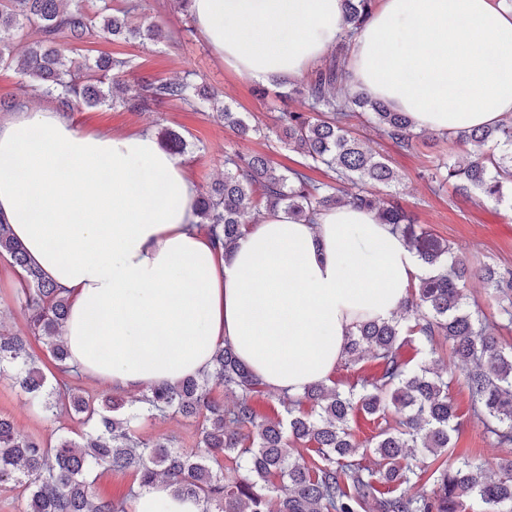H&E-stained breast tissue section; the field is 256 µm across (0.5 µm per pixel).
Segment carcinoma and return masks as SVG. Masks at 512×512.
<instances>
[{
    "label": "carcinoma",
    "instance_id": "cac0c4a2",
    "mask_svg": "<svg viewBox=\"0 0 512 512\" xmlns=\"http://www.w3.org/2000/svg\"><path fill=\"white\" fill-rule=\"evenodd\" d=\"M99 2L91 11L84 0H0V66L17 70L24 88L55 94L75 106L118 105L142 112L161 102L198 99L239 136L260 132L243 113L187 81L144 82L131 89L122 79L129 60L101 56L92 61L64 54L61 43H79L96 33L105 39L161 36L156 23L129 26L131 8ZM343 2L345 39L303 86L309 111L276 116L277 137L302 162L279 172L260 153L226 157L224 179L198 197V228L228 253L245 230L246 214L255 221L282 209L298 222H309L318 212L342 205L375 212L431 271L410 288L402 305L414 315L410 333L430 345L437 336L448 341L471 395L473 415L498 446L511 448L512 347H504L467 308L463 288L473 277L486 282L498 293L500 317L511 325L512 269L473 270L399 204L372 191L393 183L395 173L352 135V120L373 126L403 148L412 147L425 132L416 131L405 113L345 87L347 39L369 20L375 0ZM25 26L37 29L40 37L17 55L15 35ZM449 137L462 154L431 165L428 177L459 194L477 191L501 202L504 189L512 188V118ZM160 143L174 155L186 149L185 138L170 129L162 131ZM320 166L335 174L334 181L309 176V170ZM0 258L18 276L17 302L25 323L23 333L0 330V376L8 377L46 415L65 411L83 425L81 432L48 443L20 434L0 415V487L27 493V512H126L124 502L95 495L98 470L129 471L140 487L163 479L177 494L202 502L203 512H466L471 500L480 501L483 512H512L511 461L495 478L468 459L438 463L460 426L451 382L438 371L435 348L416 368L402 357L407 338L395 318L360 321L347 338L344 364L353 365L369 353L379 367L375 375L347 390L313 384L300 396H286L280 419L258 416L253 398L260 382L228 344L215 351L207 372L175 386L152 387L136 406L120 395L99 401L68 382L74 373L66 364L62 338L68 296L28 262L9 225L1 222ZM32 338L50 354L53 372L46 373L30 353ZM218 388L226 399L213 395ZM390 408L398 419L375 436L370 449L375 467L364 466L355 460L362 447L351 422L360 414L376 419ZM142 414L199 419L197 447L176 449L166 437L143 438L136 424ZM300 445L314 446L317 458L306 461ZM226 459L244 471L234 484L224 482ZM430 467L433 488L421 493L415 487Z\"/></svg>",
    "mask_w": 512,
    "mask_h": 512
}]
</instances>
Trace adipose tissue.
<instances>
[{
    "label": "adipose tissue",
    "mask_w": 512,
    "mask_h": 512,
    "mask_svg": "<svg viewBox=\"0 0 512 512\" xmlns=\"http://www.w3.org/2000/svg\"><path fill=\"white\" fill-rule=\"evenodd\" d=\"M211 49L247 78L311 71L343 31V0H191ZM347 86L456 131L512 116V6L503 0H377L349 48ZM197 187L148 130H80L21 104L0 119V221L70 299V365L114 389L174 385L231 344L267 388L328 382L362 320L387 321L427 273L373 212L304 224L278 210L231 252L200 232ZM128 512H203L158 481Z\"/></svg>",
    "instance_id": "obj_1"
}]
</instances>
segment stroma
Instances as JSON below:
<instances>
[{
    "instance_id": "obj_1",
    "label": "stroma",
    "mask_w": 512,
    "mask_h": 512,
    "mask_svg": "<svg viewBox=\"0 0 512 512\" xmlns=\"http://www.w3.org/2000/svg\"><path fill=\"white\" fill-rule=\"evenodd\" d=\"M132 3L137 6L131 15L132 22L157 23L164 30V37L144 42H108L93 37L89 49L131 58V66L124 75L130 84L184 78L214 91L233 111L243 113L251 124L259 126L260 135L241 138L225 127L211 109H192L175 102L160 104L146 112L107 106L83 107L70 112V120L83 130L148 129L156 133L170 128L182 133L190 146L181 161L200 187L223 177L224 157L234 152L262 153L275 166H293L298 155L278 141L274 117L283 111H306L304 97L280 96L274 85L270 86L268 96H256L255 81L224 64L200 37L194 21L174 10L171 0H112L116 8ZM355 132L358 138L368 141L397 175L394 185L376 187L377 195L399 200L417 224L447 240L472 267L490 264L512 268V204L492 203L475 193L460 196L451 187H438L422 176L432 160L459 155L458 145L427 135L415 141L412 148L401 149L363 126H356ZM450 395L458 408L461 426L452 437L448 463L464 457L475 458L485 464L489 473H497L501 464L512 461V448L497 447L484 434L481 423L471 413L469 393L462 385L452 384ZM0 414L8 417L21 434L37 438H48L61 427L73 431L80 428L79 422L68 414L48 418L37 413L26 395L1 377ZM138 431L145 438L172 437L176 446L191 449L196 443L197 424L180 416L166 421L144 419Z\"/></svg>"
}]
</instances>
